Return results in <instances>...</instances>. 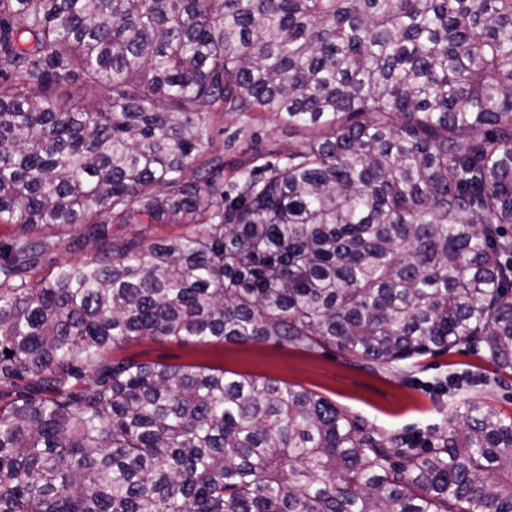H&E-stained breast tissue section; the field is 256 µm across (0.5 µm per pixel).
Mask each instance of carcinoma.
<instances>
[{"label":"carcinoma","instance_id":"obj_1","mask_svg":"<svg viewBox=\"0 0 512 512\" xmlns=\"http://www.w3.org/2000/svg\"><path fill=\"white\" fill-rule=\"evenodd\" d=\"M256 112L301 141L260 148ZM144 217L182 232L112 236ZM0 224V512H512V417L468 374L417 444L117 355L480 344L512 376V0H0Z\"/></svg>","mask_w":512,"mask_h":512}]
</instances>
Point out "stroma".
<instances>
[{"mask_svg":"<svg viewBox=\"0 0 512 512\" xmlns=\"http://www.w3.org/2000/svg\"><path fill=\"white\" fill-rule=\"evenodd\" d=\"M121 353L144 361L220 367L299 385L382 430L410 435L448 423V400L436 394L435 384L453 370L482 379L478 396L512 416V377L495 382L493 366L474 345L375 370L337 350L271 343L204 345L145 339L124 345Z\"/></svg>","mask_w":512,"mask_h":512,"instance_id":"1","label":"stroma"}]
</instances>
